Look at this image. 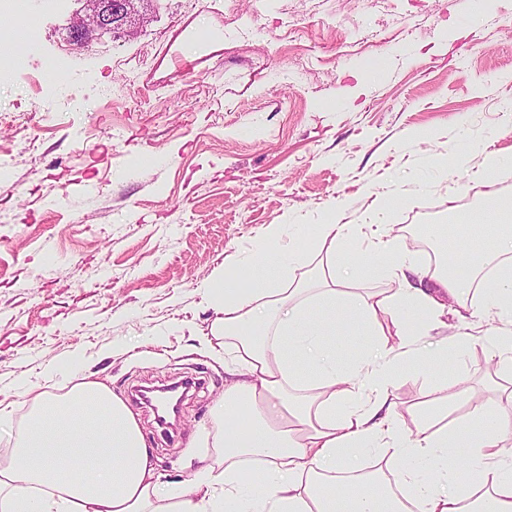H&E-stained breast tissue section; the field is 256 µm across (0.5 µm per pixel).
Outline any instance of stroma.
Wrapping results in <instances>:
<instances>
[{
    "label": "stroma",
    "instance_id": "1",
    "mask_svg": "<svg viewBox=\"0 0 512 512\" xmlns=\"http://www.w3.org/2000/svg\"><path fill=\"white\" fill-rule=\"evenodd\" d=\"M23 67L0 78V425L8 461L36 395L72 375L105 382L136 415L160 481L186 485L210 457L203 430L223 392L224 342L202 285L233 270L273 224L289 233L344 206L360 224L398 194L392 237L512 202V0H161L125 38L80 44L71 11L44 10ZM55 56L61 83L38 82ZM463 168L443 163L461 145ZM490 180L480 172L490 159ZM476 312L449 379L487 408L512 395ZM197 380L176 427L159 426L142 386ZM399 426L437 395L393 383Z\"/></svg>",
    "mask_w": 512,
    "mask_h": 512
}]
</instances>
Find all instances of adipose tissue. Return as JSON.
<instances>
[{
	"instance_id": "1",
	"label": "adipose tissue",
	"mask_w": 512,
	"mask_h": 512,
	"mask_svg": "<svg viewBox=\"0 0 512 512\" xmlns=\"http://www.w3.org/2000/svg\"><path fill=\"white\" fill-rule=\"evenodd\" d=\"M460 235L434 268L416 265L383 227L368 232L365 257L343 247L365 233L335 208L308 239L329 277L296 276L300 241L269 229L251 268L276 259L287 287L222 275L205 286L214 335L234 341L235 362L210 409L217 460L191 486L164 488L134 413L104 384L80 380L65 399L36 396L15 461L0 468V512H512V409L489 411L471 389L450 384L445 407L402 433L388 380L396 369L427 375L447 349L419 348L426 319H440V294L477 289L483 309L512 319V207L454 217ZM396 280L391 293L361 297L353 285ZM432 281L434 289L424 288ZM343 331L375 355L336 365L329 336ZM466 406L452 420L449 409ZM378 452L404 462L398 482L383 471L336 482L353 461ZM480 472L484 493L457 478Z\"/></svg>"
}]
</instances>
